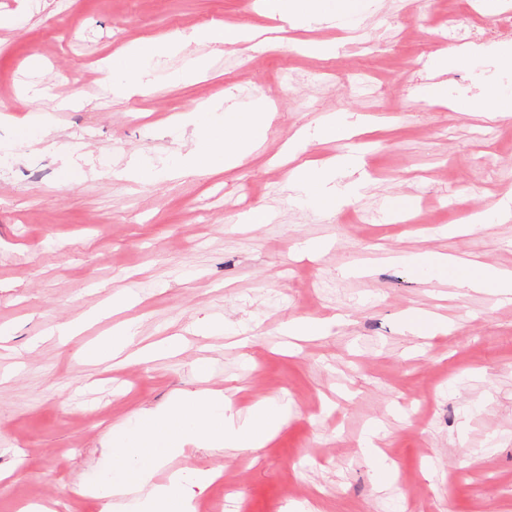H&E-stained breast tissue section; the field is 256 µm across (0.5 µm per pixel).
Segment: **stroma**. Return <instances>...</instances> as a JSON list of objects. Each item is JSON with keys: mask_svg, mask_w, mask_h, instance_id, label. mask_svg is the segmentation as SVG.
<instances>
[{"mask_svg": "<svg viewBox=\"0 0 512 512\" xmlns=\"http://www.w3.org/2000/svg\"><path fill=\"white\" fill-rule=\"evenodd\" d=\"M508 10L428 0L410 15L377 0L354 41L314 24L271 48L193 43L117 101L104 60L213 22H278L255 0H0V16L19 20L0 28V512H101L73 487L98 486L113 427L203 389L288 413L266 447L164 456L158 482L221 471L192 500L207 512H512V296L456 288L467 269L414 263L443 252L512 270V219L499 216L512 201V117L467 111L483 88L512 93V69L469 59L442 76L451 108L417 100L449 27L466 43H512L497 19ZM330 40L331 56L309 48ZM190 56L208 57L207 71L170 82ZM359 70L380 93L345 83ZM257 97L273 109L268 135L239 167L164 178L192 136L180 115ZM329 114L376 122L362 136L368 186L323 217L287 173L344 151L312 137ZM300 130L311 137L289 156ZM132 159L136 181L122 175ZM257 206L269 223H246ZM473 212L485 226L448 235ZM412 313L446 327L419 337ZM298 319L325 328L297 339ZM68 322L81 328L64 343L54 332ZM128 323L135 347H180L110 368L85 355Z\"/></svg>", "mask_w": 512, "mask_h": 512, "instance_id": "35a3bbf8", "label": "stroma"}]
</instances>
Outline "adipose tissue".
Listing matches in <instances>:
<instances>
[{"instance_id": "obj_1", "label": "adipose tissue", "mask_w": 512, "mask_h": 512, "mask_svg": "<svg viewBox=\"0 0 512 512\" xmlns=\"http://www.w3.org/2000/svg\"><path fill=\"white\" fill-rule=\"evenodd\" d=\"M262 7L266 15L293 29L326 23L343 30L354 28L369 9L367 0H262ZM257 37V32L216 23L187 36L178 35L141 45L130 56L120 60L117 69L124 72L125 77L112 81V96L126 100L139 95L152 82L154 61L182 53L189 42H204L220 49L252 42ZM270 110L266 101L257 99L242 111L211 115L208 124L201 128L193 146L186 152L183 166L175 168V175L193 173L200 168L216 143L213 130L224 122L234 125L238 132L235 141L224 145V167L228 170L235 168L249 152L258 149L265 141ZM363 167L362 153L358 146L352 145L325 167L298 168L291 176V185L303 191L321 213L332 215L347 201L349 194L360 187ZM346 174L351 175V182L344 189H337V178Z\"/></svg>"}]
</instances>
